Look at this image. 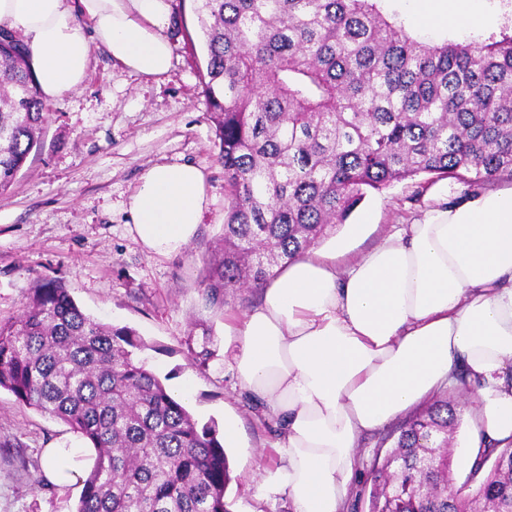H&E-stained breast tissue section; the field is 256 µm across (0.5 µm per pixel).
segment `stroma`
<instances>
[{
    "label": "stroma",
    "instance_id": "obj_1",
    "mask_svg": "<svg viewBox=\"0 0 512 512\" xmlns=\"http://www.w3.org/2000/svg\"><path fill=\"white\" fill-rule=\"evenodd\" d=\"M171 7L174 66L163 80L130 76L97 48L84 86L49 101L41 150L0 195V320L21 312L37 282L61 280L85 314L139 334L146 344L141 359L169 392L191 384L186 407L199 424L220 429L225 413L237 416L241 445L227 451L229 512H290L282 497L259 494L254 479L276 462L275 420L257 410L225 367L224 320L201 303L203 260L227 215L224 168L202 93L203 58L191 47L200 37L193 2L171 0ZM182 162L203 169L209 208L184 250L148 253L129 232V198L147 168ZM440 188L452 198L470 191L460 180L428 175L369 191L317 248L343 243L351 252L366 251L393 225L420 216ZM359 223L363 234L350 236ZM208 328L213 356L201 369L188 351L200 349ZM395 430L391 423L362 438L346 512H368L370 471L392 448ZM73 437L61 420L0 390V512H75L81 485L59 488L41 479L43 449Z\"/></svg>",
    "mask_w": 512,
    "mask_h": 512
}]
</instances>
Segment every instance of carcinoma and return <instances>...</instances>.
<instances>
[{
    "instance_id": "carcinoma-1",
    "label": "carcinoma",
    "mask_w": 512,
    "mask_h": 512,
    "mask_svg": "<svg viewBox=\"0 0 512 512\" xmlns=\"http://www.w3.org/2000/svg\"><path fill=\"white\" fill-rule=\"evenodd\" d=\"M203 93L229 208L203 303L305 254L368 190L418 175L512 177V26L462 44L412 37L383 0H195ZM46 104L17 31L0 27V194L41 149ZM128 327L85 314L60 280L0 321V389L96 450L76 512H227L213 425L198 426L137 357ZM457 420L439 399L372 470L371 512H512V447L487 448L466 498L448 490Z\"/></svg>"
}]
</instances>
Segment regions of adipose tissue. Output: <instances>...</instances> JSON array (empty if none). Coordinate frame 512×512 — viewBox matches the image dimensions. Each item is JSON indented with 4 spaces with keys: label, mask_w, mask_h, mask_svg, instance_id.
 <instances>
[{
    "label": "adipose tissue",
    "mask_w": 512,
    "mask_h": 512,
    "mask_svg": "<svg viewBox=\"0 0 512 512\" xmlns=\"http://www.w3.org/2000/svg\"><path fill=\"white\" fill-rule=\"evenodd\" d=\"M417 29L438 37L488 23L486 0H408ZM22 33L45 99L84 84L94 49L144 81L173 65L170 0H0ZM421 217L355 258H296L258 305L225 311L224 347L241 387L276 418L274 467L261 488L292 512H343L359 438L465 375L479 396L468 457L512 443V189L433 194ZM210 204L191 163L147 168L130 197V232L149 253L184 249ZM88 448L43 451L44 476L68 487Z\"/></svg>",
    "instance_id": "obj_1"
}]
</instances>
